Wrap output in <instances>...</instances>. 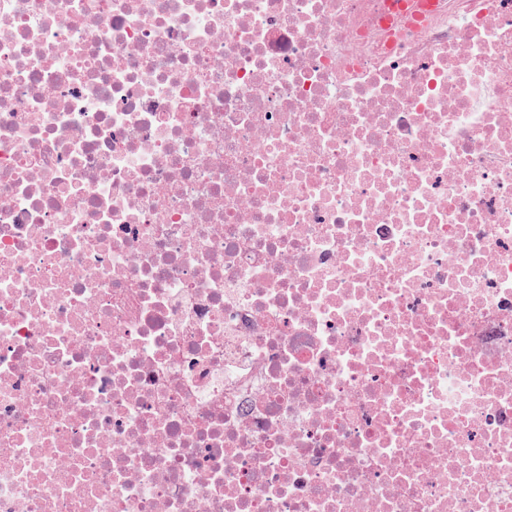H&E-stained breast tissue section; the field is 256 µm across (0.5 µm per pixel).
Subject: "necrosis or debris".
<instances>
[{"instance_id": "1", "label": "necrosis or debris", "mask_w": 512, "mask_h": 512, "mask_svg": "<svg viewBox=\"0 0 512 512\" xmlns=\"http://www.w3.org/2000/svg\"><path fill=\"white\" fill-rule=\"evenodd\" d=\"M0 0V512H512V0Z\"/></svg>"}]
</instances>
